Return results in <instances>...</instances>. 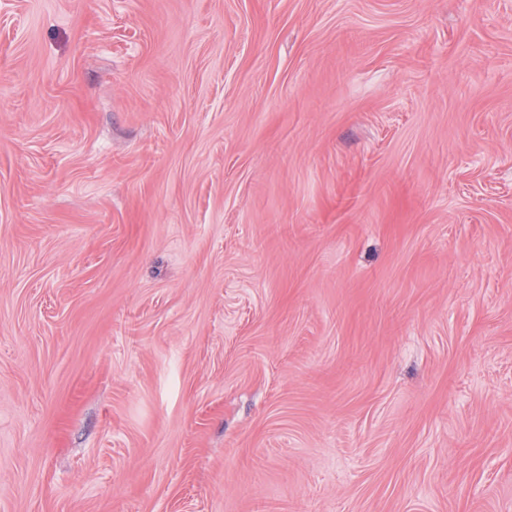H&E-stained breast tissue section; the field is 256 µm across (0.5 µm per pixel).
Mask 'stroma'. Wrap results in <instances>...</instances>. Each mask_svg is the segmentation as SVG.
<instances>
[{
	"label": "stroma",
	"mask_w": 512,
	"mask_h": 512,
	"mask_svg": "<svg viewBox=\"0 0 512 512\" xmlns=\"http://www.w3.org/2000/svg\"><path fill=\"white\" fill-rule=\"evenodd\" d=\"M0 512H512V0H0Z\"/></svg>",
	"instance_id": "obj_1"
}]
</instances>
